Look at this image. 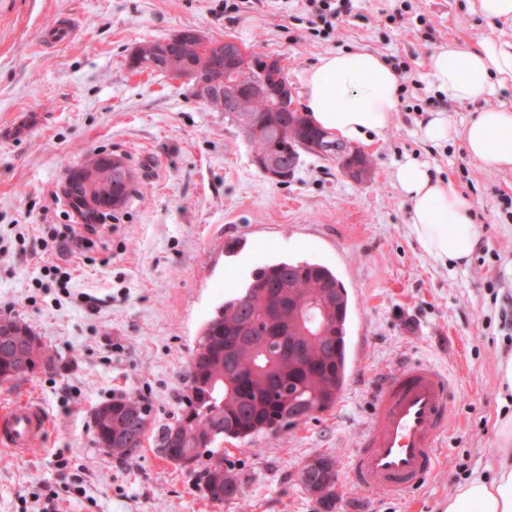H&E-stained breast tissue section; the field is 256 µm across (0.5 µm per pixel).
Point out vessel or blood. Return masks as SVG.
Instances as JSON below:
<instances>
[{"instance_id":"b4317fda","label":"vessel or blood","mask_w":512,"mask_h":512,"mask_svg":"<svg viewBox=\"0 0 512 512\" xmlns=\"http://www.w3.org/2000/svg\"><path fill=\"white\" fill-rule=\"evenodd\" d=\"M457 395L448 375L433 365L410 362L386 372L367 428L349 465L359 487L376 496H404L439 463V436ZM39 406L20 399L0 407V448L27 453L47 435Z\"/></svg>"}]
</instances>
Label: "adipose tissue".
I'll use <instances>...</instances> for the list:
<instances>
[{"mask_svg":"<svg viewBox=\"0 0 512 512\" xmlns=\"http://www.w3.org/2000/svg\"><path fill=\"white\" fill-rule=\"evenodd\" d=\"M430 76L455 101L500 96L512 88V42L487 37L475 47L448 46L433 55ZM399 83L393 68L373 52L329 53L305 73V110L315 126L343 139L381 136L393 124ZM421 131L433 141L461 135L468 154L486 167H512V104L480 112L460 131L437 113ZM395 181L411 204L409 225L424 253L443 263H465L480 234L453 183L434 178L414 160L397 167ZM497 429L501 447L493 478L459 483L445 512H512V412L499 417Z\"/></svg>","mask_w":512,"mask_h":512,"instance_id":"ef3b65f1","label":"adipose tissue"}]
</instances>
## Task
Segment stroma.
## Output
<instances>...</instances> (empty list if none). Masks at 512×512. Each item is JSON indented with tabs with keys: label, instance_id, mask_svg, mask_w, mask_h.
<instances>
[{
	"label": "stroma",
	"instance_id": "obj_1",
	"mask_svg": "<svg viewBox=\"0 0 512 512\" xmlns=\"http://www.w3.org/2000/svg\"><path fill=\"white\" fill-rule=\"evenodd\" d=\"M329 27L304 0H254L235 20L224 0H0V316L28 324L52 368L0 383V406L26 397L50 423L19 456L0 450V512H41L46 488L73 493L63 512H442L454 487L490 475L512 353V170H491L461 138L421 134L432 113L463 129L512 99L449 100L429 76L432 55L512 25L483 19L470 0H348ZM69 15L75 33L52 45L43 29ZM194 29L282 61L294 94L325 54L367 49L408 61L388 133L361 141L370 174L302 154L277 184L223 113L175 78L130 66L136 46ZM122 157L134 172L124 208L79 252L63 250L78 212L62 201L66 174L89 155ZM452 182L471 204L480 242L468 262L429 259L412 236L394 172L407 158ZM312 261L332 269L351 302L348 372L335 405L272 437L224 446L239 500L205 499L200 475L160 457L155 436L173 423L190 354L215 308L258 266ZM96 299L88 307L87 299ZM428 362L459 384L441 439L442 464L407 498H375L348 462L379 377ZM115 396L151 407L139 451L118 459L94 442L92 415ZM336 460V500L324 507L301 480L314 455Z\"/></svg>",
	"mask_w": 512,
	"mask_h": 512
}]
</instances>
